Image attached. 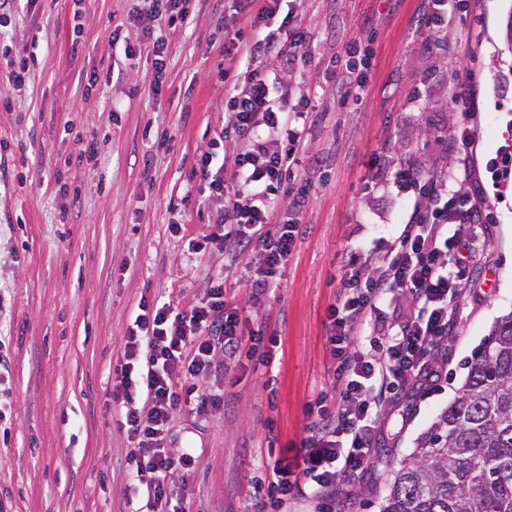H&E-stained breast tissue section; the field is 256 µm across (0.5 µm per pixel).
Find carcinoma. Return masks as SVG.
Wrapping results in <instances>:
<instances>
[{
    "instance_id": "carcinoma-1",
    "label": "carcinoma",
    "mask_w": 512,
    "mask_h": 512,
    "mask_svg": "<svg viewBox=\"0 0 512 512\" xmlns=\"http://www.w3.org/2000/svg\"><path fill=\"white\" fill-rule=\"evenodd\" d=\"M380 512H512V312L454 399L393 471Z\"/></svg>"
}]
</instances>
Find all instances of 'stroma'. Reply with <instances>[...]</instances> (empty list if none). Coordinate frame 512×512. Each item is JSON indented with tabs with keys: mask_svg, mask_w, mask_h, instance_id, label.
Masks as SVG:
<instances>
[{
	"mask_svg": "<svg viewBox=\"0 0 512 512\" xmlns=\"http://www.w3.org/2000/svg\"><path fill=\"white\" fill-rule=\"evenodd\" d=\"M467 2L481 18L476 36L461 50L427 54L424 0H302L312 55L281 83L290 102L316 110L302 168L274 211L287 218L289 196L304 189L309 201L279 286L259 303L246 286L263 267L259 252L231 268L222 251L188 253L224 210L219 199L200 205L196 156L211 145L231 159L239 147L232 136L214 140L228 122L224 0H198L189 25L169 28L160 84L143 27L131 19L134 0H25L0 23V355L11 380L0 395V512H129L132 465L112 390L131 314L144 295L189 307L218 271L227 302L276 337L273 362L213 373L224 408L207 420L175 415L171 447L193 446L200 458L171 489L193 497L196 512H251L253 476L297 448L319 406L336 400L327 311L345 251L369 241L372 225L405 216L390 179L402 162L457 167L442 145L462 122L448 76L468 71L478 149L471 181L454 188L480 191L494 219L462 230L474 242L470 281L438 352V387L392 395L366 469L336 493L335 512H379L396 461L453 400L496 320L512 312V99L502 95L512 88L504 40L512 0ZM359 40L369 45L372 78L362 101L342 109L332 61ZM127 45L136 51L130 60ZM22 60L29 80L17 92L7 77ZM89 137L100 143L91 159L79 155ZM376 161L387 177L369 188Z\"/></svg>",
	"mask_w": 512,
	"mask_h": 512,
	"instance_id": "obj_1",
	"label": "stroma"
}]
</instances>
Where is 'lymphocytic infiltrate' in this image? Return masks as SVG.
Listing matches in <instances>:
<instances>
[{
    "label": "lymphocytic infiltrate",
    "instance_id": "obj_1",
    "mask_svg": "<svg viewBox=\"0 0 512 512\" xmlns=\"http://www.w3.org/2000/svg\"><path fill=\"white\" fill-rule=\"evenodd\" d=\"M144 2L151 21L146 36L161 80L166 75V28L190 23L194 0ZM230 42L233 66L225 70L224 80L231 130L242 146L229 165H214V151L201 150L196 166L204 190L225 201L223 230L209 234V242L232 264L252 250L263 257L262 272L249 282V297L258 302L285 269L299 233L298 225L276 222L271 202L299 169L298 145L312 106L305 102L284 109L279 67L305 64L312 54V36L299 0H263L248 30H235ZM333 72L350 76L336 88L338 102L357 104L371 79L367 50L360 44L349 46L337 56ZM272 141L281 142V149L269 150ZM475 142L466 122L446 140L445 150L457 158L452 173L403 163L394 184L411 196L407 216L401 223L377 228L373 248L346 252L345 274L328 308V342L341 388L334 407L307 428L294 459L276 460L257 476V512H281L292 498L318 500L323 512H333L340 483L367 465L374 423L391 394L439 381L434 357L451 330L453 302L469 282L470 243L456 229L487 223L490 215L477 196L453 188L472 176ZM372 260L376 268L362 277ZM399 294L410 300L408 316L391 311ZM240 323L239 309L228 306L224 297L220 273L209 278L189 308L145 296L139 300L123 342L112 409L130 445L136 488L146 492L153 512H194L188 497L176 510L168 508L172 479L193 472L199 460L194 449L171 450L168 434L174 414L223 409V390L207 386V378L220 369L235 371L245 358L269 363L259 353L265 330L259 327L245 335Z\"/></svg>",
    "mask_w": 512,
    "mask_h": 512
}]
</instances>
